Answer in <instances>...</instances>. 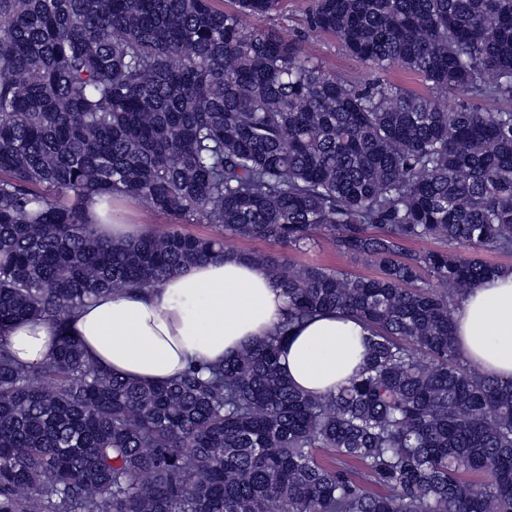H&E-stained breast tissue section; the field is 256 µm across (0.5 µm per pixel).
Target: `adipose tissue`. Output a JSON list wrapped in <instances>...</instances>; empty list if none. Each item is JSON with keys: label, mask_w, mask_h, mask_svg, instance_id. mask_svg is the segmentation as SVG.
I'll return each mask as SVG.
<instances>
[{"label": "adipose tissue", "mask_w": 512, "mask_h": 512, "mask_svg": "<svg viewBox=\"0 0 512 512\" xmlns=\"http://www.w3.org/2000/svg\"><path fill=\"white\" fill-rule=\"evenodd\" d=\"M285 301L272 277L245 256L227 253L189 265L161 285L107 294L67 322L86 354L136 382L178 378L193 363H216L280 326ZM59 328L17 321L7 331L16 359L34 364L55 352ZM366 331L356 320L324 312L292 331L281 365L299 390L320 395L345 384L364 362ZM462 357L512 379V273L472 288L455 315Z\"/></svg>", "instance_id": "ef3b65f1"}]
</instances>
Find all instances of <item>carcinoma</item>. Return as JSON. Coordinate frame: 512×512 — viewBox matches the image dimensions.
<instances>
[{"label": "carcinoma", "mask_w": 512, "mask_h": 512, "mask_svg": "<svg viewBox=\"0 0 512 512\" xmlns=\"http://www.w3.org/2000/svg\"><path fill=\"white\" fill-rule=\"evenodd\" d=\"M231 3L0 0V512H512V380L454 336L467 290L505 271L475 253L512 252V0H311L308 31L425 95L325 69L264 23L280 0ZM115 196L215 234L105 240L90 204ZM319 235L380 275L247 254L282 326L170 382L68 333L21 364L4 336L238 238ZM423 239L448 248L404 247ZM331 310L368 331L364 367L310 396L281 349Z\"/></svg>", "instance_id": "obj_1"}]
</instances>
